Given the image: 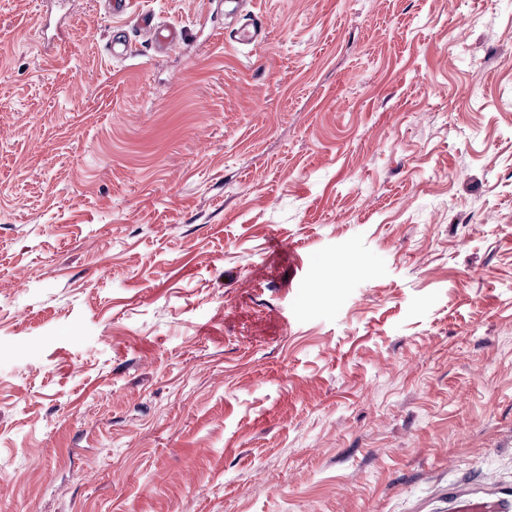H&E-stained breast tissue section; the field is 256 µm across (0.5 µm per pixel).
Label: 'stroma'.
<instances>
[{
	"instance_id": "35a3bbf8",
	"label": "stroma",
	"mask_w": 512,
	"mask_h": 512,
	"mask_svg": "<svg viewBox=\"0 0 512 512\" xmlns=\"http://www.w3.org/2000/svg\"><path fill=\"white\" fill-rule=\"evenodd\" d=\"M0 0V512H512V0ZM243 22L235 29V32L224 33L226 41H231L237 44L259 46L265 42L268 34V26L266 20L255 15L253 12L246 11L242 14ZM138 27L158 46H166L179 38L175 27L159 25L155 21V16L150 13L140 16Z\"/></svg>"
}]
</instances>
